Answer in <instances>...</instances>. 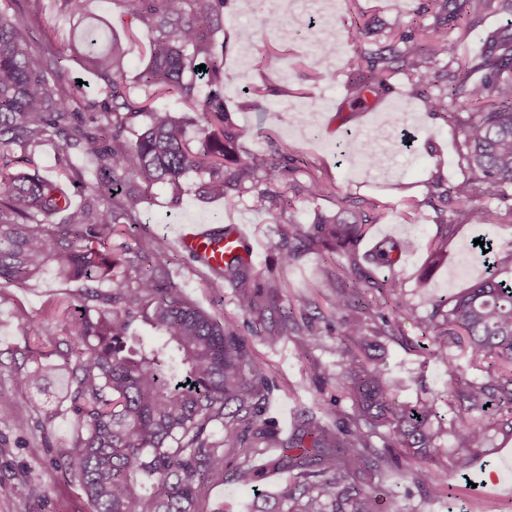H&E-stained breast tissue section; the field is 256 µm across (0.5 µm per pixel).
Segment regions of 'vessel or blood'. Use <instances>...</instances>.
I'll use <instances>...</instances> for the list:
<instances>
[{"label": "vessel or blood", "mask_w": 512, "mask_h": 512, "mask_svg": "<svg viewBox=\"0 0 512 512\" xmlns=\"http://www.w3.org/2000/svg\"><path fill=\"white\" fill-rule=\"evenodd\" d=\"M244 241L243 231L228 232L217 224H185L177 237L179 248L208 272L222 267L229 256L238 253Z\"/></svg>", "instance_id": "b4317fda"}]
</instances>
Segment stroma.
I'll return each instance as SVG.
<instances>
[{
    "instance_id": "obj_1",
    "label": "stroma",
    "mask_w": 512,
    "mask_h": 512,
    "mask_svg": "<svg viewBox=\"0 0 512 512\" xmlns=\"http://www.w3.org/2000/svg\"><path fill=\"white\" fill-rule=\"evenodd\" d=\"M355 4L366 17L377 20L389 33L411 23V0H339L338 13ZM307 0L272 9L268 0H230L224 10L223 26L215 34L217 47L224 50V105L243 131L240 143L247 151L268 152L285 144L301 155L303 162L288 176V195L293 201L286 219L313 224L318 215L335 213L338 207L356 209L374 206L376 223L365 225L350 256L335 257L305 253L289 267L281 266L268 242L281 227L259 206L254 196L230 200L213 199L200 190V179L188 174L180 194L164 185L153 188L149 202L135 216V241L148 251L156 241L174 247L169 278L187 298L210 314L226 319L236 335L245 339L255 355L267 365L277 387L266 403L262 418L282 436L295 429L296 414L304 407L321 406L327 421L336 418V375L340 370L336 353V318L331 313L336 279L348 278L351 267H359L372 278L396 274L404 282L406 299L415 317L403 321L400 335L382 340L378 355L387 366L400 400L434 397L446 390L442 365L409 349V341L420 338L417 318L431 311V298L454 295L483 279L487 269L471 257L474 237L485 235L500 245L512 244V223L495 227L474 224L466 213H449L457 231L448 242V260L429 267L425 245L444 234L435 210L427 205V184L432 178H463L466 165L459 152V136L442 115L416 107L406 94V82L395 78V90L369 111L344 109L345 86L351 77L350 60L355 46L336 18H324L322 26H299L297 17ZM27 44L40 48L45 37L55 45L70 39L76 20L63 0H30ZM508 16L500 10L488 12L472 31L454 27L448 31L449 59L461 61L480 53L486 35L499 29ZM335 29L337 48L330 68L333 81L321 78L323 67L315 52L323 27ZM408 125L415 139L411 147L393 142L385 166L370 165L340 155L337 144L351 134L364 140L385 119ZM35 159L42 175L76 167L87 182L95 181V162L84 152L64 149L59 138L37 147ZM329 184L330 190L311 199L302 191L311 177ZM419 205L416 219L406 216L408 202ZM181 224L243 225L253 251L250 267L254 284L267 289L277 283L280 307L290 296L307 295L314 304L295 312L299 327H309L317 340L307 351L298 350L292 337H282L276 346L265 341L267 327L242 307L233 289L203 276L182 251L175 248V230ZM403 241L405 249L394 268L377 265L380 241ZM82 284L62 280L53 273L24 288L9 287L0 300V397L11 406L8 417L0 418V512H87L80 489L66 483L58 452L77 428L73 415L61 398L65 380L52 377L45 391L16 387L14 375L19 353L28 342L27 321L42 316L53 302L79 306ZM492 453L478 462L471 479L449 476L447 500L427 498L411 476L390 472L389 480L401 482L419 512H502L512 501V434L493 435ZM286 479L272 473L253 486L240 487L214 480L201 498L203 512H250L257 497L275 493ZM27 486L25 495L12 493L13 485Z\"/></svg>"
}]
</instances>
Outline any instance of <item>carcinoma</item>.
<instances>
[{"mask_svg":"<svg viewBox=\"0 0 512 512\" xmlns=\"http://www.w3.org/2000/svg\"><path fill=\"white\" fill-rule=\"evenodd\" d=\"M126 39L93 26L78 41L58 48L45 39L39 51L25 45L23 16L0 18V290L25 284L51 269L85 282L80 308L51 319L28 321L37 340L56 322L66 345L65 401L78 429L59 450L64 474L78 483L89 512H203L199 501L219 475L249 486L261 479L255 460L288 472L273 495L252 504L253 512H415L384 483L399 467L390 449L399 448L408 471L432 497H448V471L461 474L480 459L493 432L512 429V283L492 275L451 297L436 298L420 319L428 343L414 347L440 362L448 375V404L458 406L461 446L448 453L441 439L436 403L396 401L384 365L361 353L400 332L414 317L394 276L372 279L353 270L338 285L331 307L336 316V352L349 362L336 375L339 397L349 408L328 424L321 412L303 409L293 434L284 438L261 421L272 392L268 369L224 320L188 300L168 277L170 249L143 252L115 242L122 221L149 200L156 184L177 191L194 171L217 198L258 192L272 215L291 200L270 187L287 182L297 158L288 146L270 153L239 151L242 129L224 106V53L212 48L228 0H117ZM494 0H416L413 13L424 23L407 25L386 40L375 38L374 22L347 20L356 44L346 102L371 109L393 91L392 79L407 78L411 97L429 112H442L460 135V151L474 176L434 182L429 203L440 213L463 207L477 224L512 222V207L489 206L512 189V19L484 40L482 52L464 67L448 59V26L471 30ZM149 36V58L128 77L129 44ZM78 59L102 83L106 101L71 107L81 85L61 79L62 59ZM205 65V70L198 69ZM209 86L195 98L198 82ZM175 95L222 135L190 146L186 124L131 97ZM131 129L132 137L123 136ZM49 136L67 148H82L98 160L97 182L85 185L90 198L72 205L64 182L40 174L31 159ZM344 152L374 163L367 141L351 140ZM267 188L260 189L261 185ZM67 213L64 223L52 217ZM375 222L347 208L321 215L308 227L288 223L271 244L287 266L304 252L347 253L363 226ZM429 264H440L448 237L428 241ZM496 266H512V249L485 241ZM137 271L135 284L125 271ZM212 277L228 282L251 306L252 272L237 259ZM142 317L159 333L153 343L133 335ZM464 344L467 362L448 354ZM50 370L44 353L26 347L15 385L39 386ZM480 371L485 382L472 377Z\"/></svg>","mask_w":512,"mask_h":512,"instance_id":"cac0c4a2","label":"carcinoma"}]
</instances>
